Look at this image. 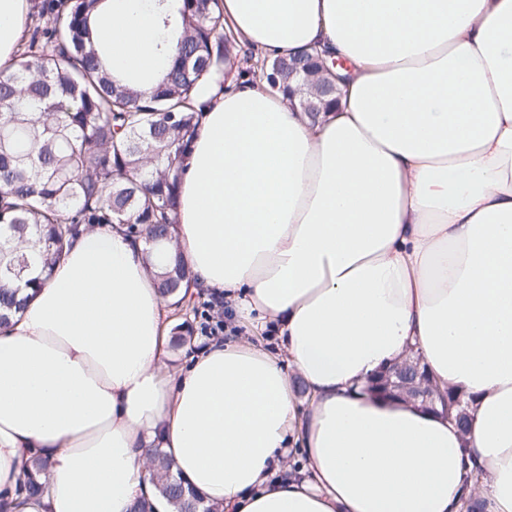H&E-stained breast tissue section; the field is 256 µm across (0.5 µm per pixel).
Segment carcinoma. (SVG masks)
Masks as SVG:
<instances>
[{
  "instance_id": "obj_1",
  "label": "carcinoma",
  "mask_w": 512,
  "mask_h": 512,
  "mask_svg": "<svg viewBox=\"0 0 512 512\" xmlns=\"http://www.w3.org/2000/svg\"><path fill=\"white\" fill-rule=\"evenodd\" d=\"M102 0H41L12 71L0 74V330L25 300L10 283L32 266L42 286L83 224H125L145 252L172 237L179 202L178 163L199 126L200 88L224 83L236 46L224 28L223 0H178L181 32L170 46L163 81L140 90L103 65L90 27ZM293 57L263 58L276 76L272 93L288 95ZM305 99L327 112L336 94ZM187 277L180 264L159 276L165 296ZM465 395L448 392V418L468 424ZM156 491L175 512H223L196 493L160 448L150 449ZM47 459L35 456L17 492H44Z\"/></svg>"
}]
</instances>
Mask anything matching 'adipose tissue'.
<instances>
[{
	"mask_svg": "<svg viewBox=\"0 0 512 512\" xmlns=\"http://www.w3.org/2000/svg\"><path fill=\"white\" fill-rule=\"evenodd\" d=\"M30 6L0 0V72ZM224 26L260 57L348 58L341 102L313 121L259 80L203 88L173 240L82 227L0 333V492L39 455L47 491L12 512H173L159 448L225 512H512V0H224ZM91 27L113 75L162 80L156 0ZM174 257L282 352L203 338L168 370ZM413 354L468 396L467 432L369 391Z\"/></svg>",
	"mask_w": 512,
	"mask_h": 512,
	"instance_id": "obj_1",
	"label": "adipose tissue"
}]
</instances>
